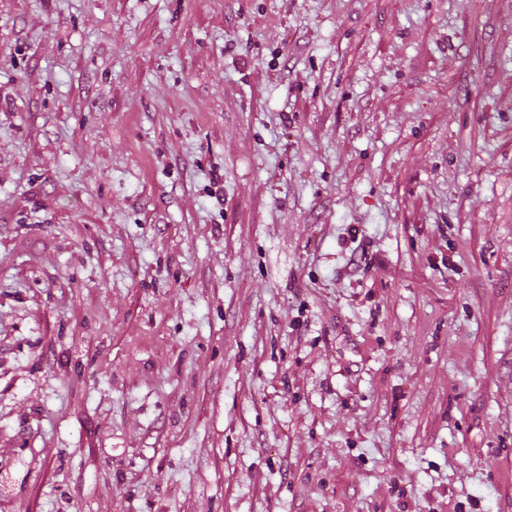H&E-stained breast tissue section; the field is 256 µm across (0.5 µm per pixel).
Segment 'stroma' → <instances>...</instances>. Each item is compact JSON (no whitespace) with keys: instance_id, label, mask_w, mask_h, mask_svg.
I'll list each match as a JSON object with an SVG mask.
<instances>
[{"instance_id":"35a3bbf8","label":"stroma","mask_w":512,"mask_h":512,"mask_svg":"<svg viewBox=\"0 0 512 512\" xmlns=\"http://www.w3.org/2000/svg\"><path fill=\"white\" fill-rule=\"evenodd\" d=\"M0 512H512V0H0Z\"/></svg>"}]
</instances>
